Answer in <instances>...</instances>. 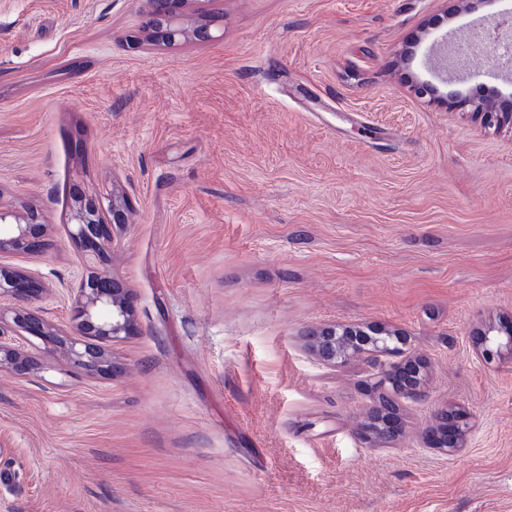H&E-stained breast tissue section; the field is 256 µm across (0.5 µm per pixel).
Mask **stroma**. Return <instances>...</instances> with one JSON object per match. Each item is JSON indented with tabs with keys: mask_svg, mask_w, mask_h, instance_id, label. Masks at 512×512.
<instances>
[{
	"mask_svg": "<svg viewBox=\"0 0 512 512\" xmlns=\"http://www.w3.org/2000/svg\"><path fill=\"white\" fill-rule=\"evenodd\" d=\"M144 0H0V207L37 210L45 246L15 259L70 326L84 274L75 190L125 194L104 274L133 295L120 370L41 346L0 370V512H512V128L417 97L479 88L488 19L512 0H202L209 41H143ZM466 65L433 64L426 29ZM398 330L426 397L401 434L357 433L363 358L307 348L326 325ZM472 431L424 448L438 410ZM496 333V334H494ZM504 334L507 336L506 344L511 347L512 345V326L496 328L495 326H489L486 329L479 331L473 337V346L475 349L486 359L490 360L494 358L495 353L498 352L501 343L497 342L494 336ZM494 344H497L496 351L492 348Z\"/></svg>",
	"mask_w": 512,
	"mask_h": 512,
	"instance_id": "35a3bbf8",
	"label": "stroma"
}]
</instances>
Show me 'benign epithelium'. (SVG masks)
I'll use <instances>...</instances> for the list:
<instances>
[{
    "label": "benign epithelium",
    "instance_id": "7a95c632",
    "mask_svg": "<svg viewBox=\"0 0 512 512\" xmlns=\"http://www.w3.org/2000/svg\"><path fill=\"white\" fill-rule=\"evenodd\" d=\"M190 0H145L142 31L167 45H175L189 38L200 41L211 40V24L208 21L190 24L180 5ZM459 110L471 109L484 115L487 127L512 126V110L503 112L495 99L481 94L457 106ZM121 231L130 224V207L127 198L112 193L108 203L94 197L74 196L70 215L69 237L78 249L80 262L88 270L78 286L71 289L70 300L73 325L63 330L46 321L40 311L33 307H10L0 305V368L9 365L19 372L32 369L33 356L25 346L5 338L4 326L10 324L19 331L50 344L59 350L77 368L89 373L110 374L115 370L112 346L133 335L136 331L135 314L130 300V289L109 276L98 272L106 263L114 247V234L107 224ZM47 225L35 213L22 215L13 210L0 208V260L15 258L31 252L34 243L45 235ZM44 284L37 273L24 269L4 268L0 263V300L27 301L39 295ZM507 336L506 344L512 345V326L496 328L489 326L473 337V346L486 359L495 355L493 345L496 337ZM310 348L322 362L328 365L342 364L353 350L366 356L375 370L372 409L380 410L375 416L378 430L363 432L369 443H384L394 440L400 429V410H384L378 403L383 396L395 401L404 399L416 402L425 396L424 384L420 380L422 364L409 360L396 363L392 358L402 353L404 337L399 344L383 348H369L365 331L355 327L327 326L309 336ZM447 419L443 432L432 428L425 437L427 447L446 455L459 452L471 431L466 414Z\"/></svg>",
    "mask_w": 512,
    "mask_h": 512
}]
</instances>
